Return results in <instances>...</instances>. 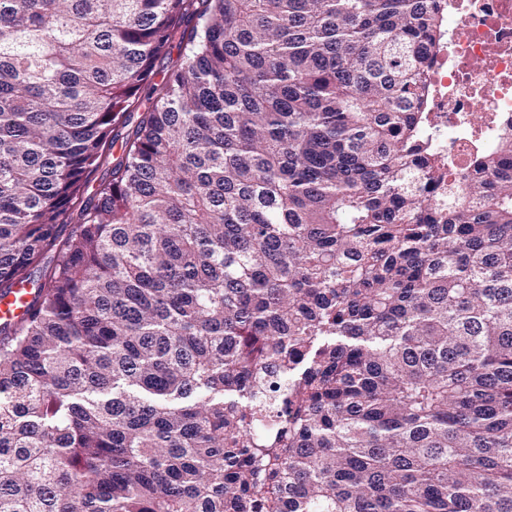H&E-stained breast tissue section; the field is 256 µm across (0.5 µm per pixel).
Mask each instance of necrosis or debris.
<instances>
[{
  "mask_svg": "<svg viewBox=\"0 0 512 512\" xmlns=\"http://www.w3.org/2000/svg\"><path fill=\"white\" fill-rule=\"evenodd\" d=\"M426 139L455 182L512 121V0H443Z\"/></svg>",
  "mask_w": 512,
  "mask_h": 512,
  "instance_id": "1",
  "label": "necrosis or debris"
}]
</instances>
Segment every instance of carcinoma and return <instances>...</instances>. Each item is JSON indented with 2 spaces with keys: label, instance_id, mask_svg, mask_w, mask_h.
Returning <instances> with one entry per match:
<instances>
[{
  "label": "carcinoma",
  "instance_id": "cac0c4a2",
  "mask_svg": "<svg viewBox=\"0 0 512 512\" xmlns=\"http://www.w3.org/2000/svg\"><path fill=\"white\" fill-rule=\"evenodd\" d=\"M442 25L0 0V512H512V124L455 198Z\"/></svg>",
  "mask_w": 512,
  "mask_h": 512
}]
</instances>
